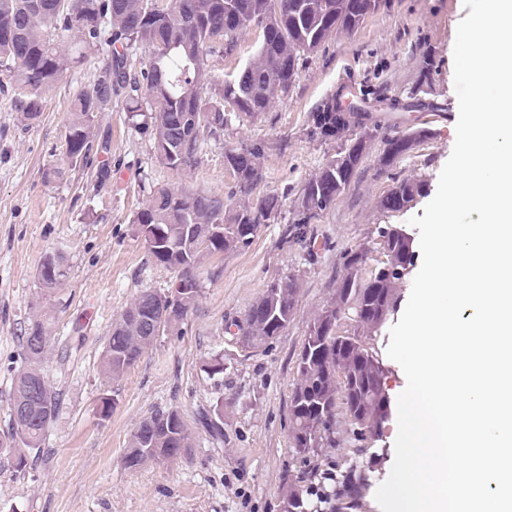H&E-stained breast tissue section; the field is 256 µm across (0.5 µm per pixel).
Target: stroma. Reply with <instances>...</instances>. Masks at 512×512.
<instances>
[{"label":"stroma","mask_w":512,"mask_h":512,"mask_svg":"<svg viewBox=\"0 0 512 512\" xmlns=\"http://www.w3.org/2000/svg\"><path fill=\"white\" fill-rule=\"evenodd\" d=\"M463 0H383L352 33L336 32L303 62L288 97L274 99L255 119H235L202 137L200 163L180 175L154 157L148 135L121 99L97 113L93 134L102 145L88 167L63 181L45 171L64 164L71 102L100 75L102 52L71 68L27 125L0 96V436L12 428L10 399L23 365V336L41 305L53 318V339L41 363L57 411L40 451L18 468L0 449V512H280L293 461L289 406L308 326L329 303L346 256L364 251L360 277L369 281L386 255L379 232L411 227L435 196L449 159L458 110L453 47ZM259 28L246 30L237 52L208 59L207 73L235 75L257 53ZM354 80L350 111L362 120L341 139L311 137V115ZM431 136L383 163L386 144L405 132ZM365 137L366 150L335 203L307 225L302 241L286 238L303 184L342 140ZM264 142V179L256 196L278 195L280 212L249 247L216 254L199 270V295L183 321L167 328L122 376L107 380L100 361L121 313L147 289L164 290L174 270L158 265L132 219L160 187L185 186L238 198L226 152ZM421 179L427 192L410 208L387 211L380 201L396 181ZM61 254L67 278L39 288L36 270L47 253ZM292 277L297 306L280 336L244 348L231 324L241 322L268 286ZM222 373H215L214 362ZM111 409L101 414L102 398ZM224 403V434L204 428L201 412ZM175 409L193 435L188 458L130 467L125 454L141 421ZM396 422L371 443L369 486L351 512H380L375 493L388 477Z\"/></svg>","instance_id":"obj_1"}]
</instances>
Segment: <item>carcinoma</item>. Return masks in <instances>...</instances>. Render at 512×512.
Listing matches in <instances>:
<instances>
[{
    "label": "carcinoma",
    "mask_w": 512,
    "mask_h": 512,
    "mask_svg": "<svg viewBox=\"0 0 512 512\" xmlns=\"http://www.w3.org/2000/svg\"><path fill=\"white\" fill-rule=\"evenodd\" d=\"M382 0H0V69L8 85L1 88L13 111L25 121L39 118L44 96L69 69L72 60L92 52L102 42L111 46L101 77L74 99L66 135L68 167L87 162L92 150L94 113L102 112L112 95L124 94L127 111L140 117L149 134L158 162L174 172L199 164L200 130L224 131L231 116L253 119L267 110L276 97L288 95L299 77L302 56L318 49L338 31L353 32ZM261 28L262 40L254 59L228 81H206V62L219 52L233 55L244 31ZM78 34L73 56L63 54L57 39ZM141 46L149 51L148 64L134 72L129 52ZM211 96L205 97L204 85ZM358 118L342 116L336 103L327 101L312 113L311 134L334 139ZM264 145L252 143L226 153L236 176L232 195L240 209L224 218V198L200 190L162 187L132 220L151 227L145 241L154 261L184 276L197 272L203 260L251 244L253 238L281 207L275 194L251 200L263 181L260 158ZM359 161L344 169L327 163L309 179L298 196L297 218L288 229L298 240L304 225L329 209L349 183ZM424 192L421 180L403 179L390 190L393 200L381 199L386 210H400ZM385 249L404 269L413 259L409 237L398 229L381 232ZM402 275L374 273L365 284L341 280L330 303L309 325L298 359L300 380L291 395L289 418L292 448L299 463L288 471V489L282 498L284 512H310L314 483L326 481L334 493L326 496L330 512H342L346 503L366 485V470L349 466L344 471L321 470L308 464L324 448L336 447V408L343 405L357 441L380 436L390 415L384 380L386 368L366 347L365 339L378 335L395 302ZM298 282L287 278L270 285L252 305L245 321L236 325L243 346L258 349L287 328L294 314ZM359 298L360 331L336 334V303L345 293ZM199 292L179 296L146 290L120 315L101 361L104 378L126 373L160 332L187 316ZM52 338V317L36 311L23 340L25 364L13 377L11 411L30 399V382L42 380L45 351L29 345V337ZM350 377L336 384V367ZM57 402L48 384L38 395V407L23 423L12 420L11 432L0 439L1 448L12 449L16 464L41 447L55 415ZM193 438L176 410L153 413L130 439L125 462L136 467L157 460H178L188 455Z\"/></svg>",
    "instance_id": "cac0c4a2"
}]
</instances>
